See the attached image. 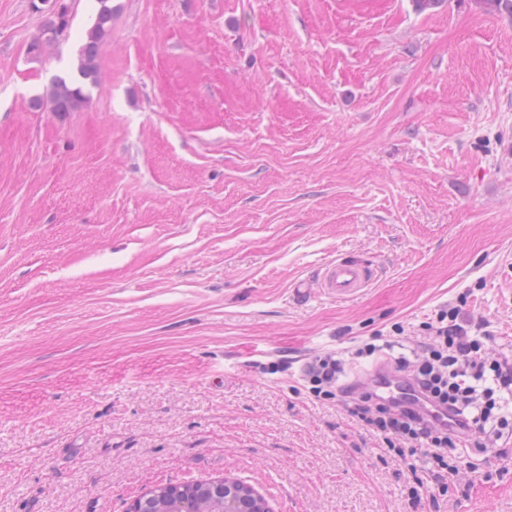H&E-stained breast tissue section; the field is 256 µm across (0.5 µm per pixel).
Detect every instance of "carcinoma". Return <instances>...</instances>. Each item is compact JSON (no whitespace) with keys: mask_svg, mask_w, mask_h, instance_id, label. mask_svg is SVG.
Returning a JSON list of instances; mask_svg holds the SVG:
<instances>
[{"mask_svg":"<svg viewBox=\"0 0 512 512\" xmlns=\"http://www.w3.org/2000/svg\"><path fill=\"white\" fill-rule=\"evenodd\" d=\"M42 5L35 6L49 15L48 20L29 45V53L41 55L63 36L70 25V6L65 0H41ZM475 6L487 13H506L512 15V0H473ZM99 8L86 33V41L77 66L76 78L67 81L62 77L56 79L48 94V102L53 112H76L89 99V88L98 79L95 64L97 45L112 27L111 0H98Z\"/></svg>","mask_w":512,"mask_h":512,"instance_id":"cac0c4a2","label":"carcinoma"}]
</instances>
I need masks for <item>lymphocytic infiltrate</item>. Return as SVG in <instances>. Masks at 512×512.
<instances>
[{
  "mask_svg": "<svg viewBox=\"0 0 512 512\" xmlns=\"http://www.w3.org/2000/svg\"><path fill=\"white\" fill-rule=\"evenodd\" d=\"M430 331L424 345L397 336L361 349L368 357L382 350L393 355V376L412 386L411 395L397 401L356 385L339 386L344 364L335 354L316 356L303 369L314 397H342L349 415L406 464L416 501L426 489L446 495L459 464L481 474L488 452L512 460V448L498 445L512 429V363L490 358L481 335H469L455 311L438 312Z\"/></svg>",
  "mask_w": 512,
  "mask_h": 512,
  "instance_id": "obj_1",
  "label": "lymphocytic infiltrate"
}]
</instances>
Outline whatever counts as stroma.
Returning a JSON list of instances; mask_svg holds the SVG:
<instances>
[{"label":"stroma","mask_w":512,"mask_h":512,"mask_svg":"<svg viewBox=\"0 0 512 512\" xmlns=\"http://www.w3.org/2000/svg\"><path fill=\"white\" fill-rule=\"evenodd\" d=\"M40 57L0 0V512H128L229 478L271 512H512V467L410 479L301 370L443 309L512 360V16L472 0H97ZM372 263L361 292L317 280ZM97 2L99 8L87 30L75 80L67 81L58 77L48 94V102L53 112L78 111L89 99V87H93L97 82L98 71L95 64L97 45L111 30L114 12L110 4L111 0ZM373 275L371 264L356 259H336L326 264L317 288L334 298H347L364 288Z\"/></svg>","instance_id":"obj_1"}]
</instances>
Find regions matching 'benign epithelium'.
<instances>
[{
  "label": "benign epithelium",
  "mask_w": 512,
  "mask_h": 512,
  "mask_svg": "<svg viewBox=\"0 0 512 512\" xmlns=\"http://www.w3.org/2000/svg\"><path fill=\"white\" fill-rule=\"evenodd\" d=\"M230 483L228 479L217 480L218 491L215 507L200 505L194 509L198 512H269L265 506V500L258 493L251 496L226 497L221 491V487ZM195 489L197 484L190 486H165L157 488L140 499L133 502L129 512H192L185 497L187 488Z\"/></svg>",
  "instance_id": "1"
}]
</instances>
